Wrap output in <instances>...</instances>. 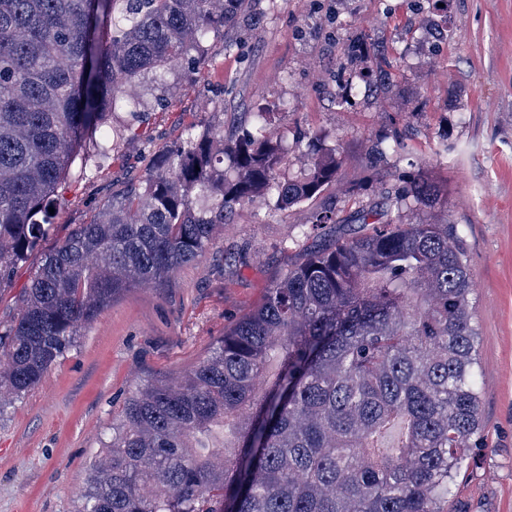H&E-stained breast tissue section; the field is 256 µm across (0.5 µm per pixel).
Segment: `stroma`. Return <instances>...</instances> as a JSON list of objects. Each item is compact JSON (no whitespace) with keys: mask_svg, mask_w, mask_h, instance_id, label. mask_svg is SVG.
<instances>
[{"mask_svg":"<svg viewBox=\"0 0 512 512\" xmlns=\"http://www.w3.org/2000/svg\"><path fill=\"white\" fill-rule=\"evenodd\" d=\"M248 13L163 105L113 115L124 136L107 158L73 165L50 232L0 288V328L44 252L138 184L189 126L236 133L268 109L288 142L281 178L310 166L309 140L320 135L336 179L288 208L261 196L237 205L203 256L164 284L129 288L86 325L42 383L0 414V512H76L86 464L129 391L180 380L205 360L303 257L284 246L297 225L330 211L338 233L357 232L359 211L382 210L420 178L445 200L402 209L399 221L457 225L480 332L481 446L449 508L512 512V0H250ZM352 84L362 91L351 98ZM384 139L400 149L379 153Z\"/></svg>","mask_w":512,"mask_h":512,"instance_id":"1","label":"stroma"}]
</instances>
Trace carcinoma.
Listing matches in <instances>:
<instances>
[{
    "label": "carcinoma",
    "mask_w": 512,
    "mask_h": 512,
    "mask_svg": "<svg viewBox=\"0 0 512 512\" xmlns=\"http://www.w3.org/2000/svg\"><path fill=\"white\" fill-rule=\"evenodd\" d=\"M248 0H0V286L114 112H146L203 62ZM274 113L187 130L146 176L45 253L0 332V414L136 283L205 254L233 208L283 207L336 178L316 154L282 180ZM442 189L419 179L307 249L181 381L136 385L89 463L77 512H448L481 435L468 254L454 224H395Z\"/></svg>",
    "instance_id": "cac0c4a2"
}]
</instances>
